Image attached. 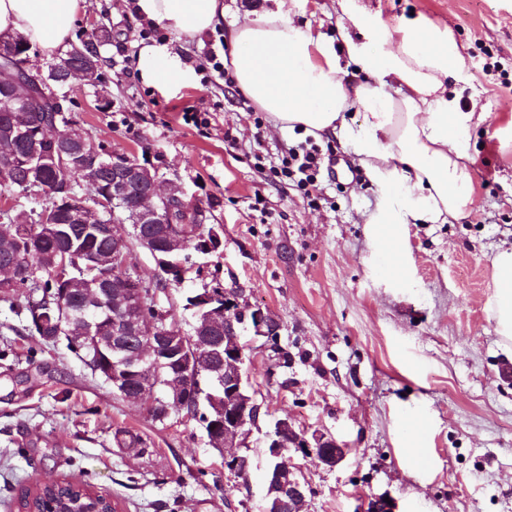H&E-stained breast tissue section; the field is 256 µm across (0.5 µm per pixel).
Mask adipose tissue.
Segmentation results:
<instances>
[{
    "instance_id": "1",
    "label": "adipose tissue",
    "mask_w": 512,
    "mask_h": 512,
    "mask_svg": "<svg viewBox=\"0 0 512 512\" xmlns=\"http://www.w3.org/2000/svg\"><path fill=\"white\" fill-rule=\"evenodd\" d=\"M294 0L235 27L230 35L231 65L239 90L274 126L335 134L354 145L360 164L397 202L372 221L389 258L388 273L405 277L395 248L401 225L450 224L474 201L477 186L468 151L473 123L486 113L461 112L448 79L462 62V48L450 30L427 28L416 19L394 32L376 29L355 0H337L339 25L348 57L365 74L350 84L340 74L334 45L302 29L291 18ZM86 0H0V38L21 37L50 56L65 50ZM135 12L187 36L214 27L222 0H135ZM140 75L166 90L191 80L163 48L140 51ZM358 110L361 124L345 114ZM495 292L490 306L504 341L512 342V247L492 262Z\"/></svg>"
}]
</instances>
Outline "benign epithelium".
I'll list each match as a JSON object with an SVG mask.
<instances>
[{
  "mask_svg": "<svg viewBox=\"0 0 512 512\" xmlns=\"http://www.w3.org/2000/svg\"><path fill=\"white\" fill-rule=\"evenodd\" d=\"M31 79L44 93L60 100L56 71L50 69L31 76ZM41 143L43 147L31 151L28 157L32 175L41 174L64 155L58 148L60 141L43 139ZM108 164L114 171L110 190L112 209L125 206L128 183L143 182L142 198L135 207L138 222L162 224L169 241L182 240V228L174 218L178 202L185 199L178 179L157 172L145 180L144 165L130 163L115 155ZM68 190L66 185L60 187L68 197L67 211L75 215L76 223L81 224L87 212L96 206L72 199ZM97 231L112 237V261L115 269L120 271V278L127 284L120 305L109 315L113 393L128 398L131 382L135 380L139 394L149 396V401L179 404L190 396L193 379L198 381L204 377L210 384L223 388L224 407L213 409L208 400L199 396L196 398L197 414L206 418L204 437L207 445L224 458V469L237 476L243 475L242 463L249 461V456L243 452L250 433L248 425L258 419L260 405L247 388L241 335L248 328L255 338L274 345L282 329L280 320L268 309L250 304L241 288L217 291L205 285L190 296L191 303L187 308L193 311L194 316L190 332L206 337V342L184 361L168 326L171 311L160 305L158 294L146 289L147 281L141 277L136 262L130 259L133 239H138L139 244L151 250L154 243L117 222L100 224ZM158 262V274L176 287L187 281L188 274L197 265L190 255H168ZM150 301L154 304L153 315L145 318V307ZM132 336H147L149 341L132 350L129 347ZM163 358L171 360L172 367L161 380L153 370ZM266 447L273 461L269 471L271 479L267 482L266 512H304L306 484L292 467L283 462L286 454L295 452L305 457L312 456L328 468L336 467L346 455V449L332 436L318 431L310 435L299 432L286 417L274 422L272 431L267 434Z\"/></svg>",
  "mask_w": 512,
  "mask_h": 512,
  "instance_id": "obj_1",
  "label": "benign epithelium"
}]
</instances>
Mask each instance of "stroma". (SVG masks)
I'll return each instance as SVG.
<instances>
[{
	"label": "stroma",
	"instance_id": "stroma-1",
	"mask_svg": "<svg viewBox=\"0 0 512 512\" xmlns=\"http://www.w3.org/2000/svg\"><path fill=\"white\" fill-rule=\"evenodd\" d=\"M224 18L196 37L160 28L143 36L123 0H87L70 34L99 19L112 26L102 49L109 66L98 87L75 89L67 104L79 128L105 146L177 173L207 221L222 227L219 256L200 280L241 288L281 322L283 358L244 335L245 369L261 413L250 428L254 468L224 469L195 423L172 412L153 423L143 406L113 395L64 345L22 335L24 303L0 300V512H18L35 480L88 485L122 512H264L265 435L289 418L325 432L348 454L335 468L295 455L306 512H365L388 497L395 512H512V345L488 310L492 261L512 246V0H362L392 31L410 18L453 32L464 45L457 87L465 112L487 113L469 132L478 187L451 224H405L398 248L409 269L391 279L368 219L388 195L344 138L320 147L352 173L322 170L314 197L273 174L301 129H278L238 87L204 83L210 55H231L233 27L275 9V0H223ZM292 17L335 47L343 40L336 0H297ZM166 47L191 82L168 90L138 70L144 44ZM499 62L503 72L486 73ZM207 121L184 122L185 109ZM420 421L424 440L411 438ZM140 434L144 448H120L116 431Z\"/></svg>",
	"mask_w": 512,
	"mask_h": 512
}]
</instances>
